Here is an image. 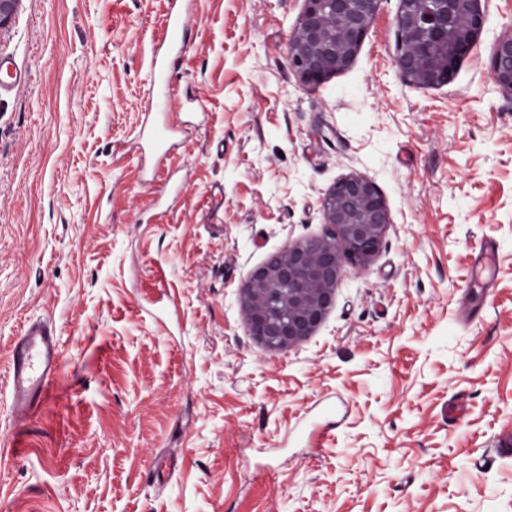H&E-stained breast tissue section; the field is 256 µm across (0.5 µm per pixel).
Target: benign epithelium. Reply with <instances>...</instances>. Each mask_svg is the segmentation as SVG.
<instances>
[{
  "label": "benign epithelium",
  "mask_w": 512,
  "mask_h": 512,
  "mask_svg": "<svg viewBox=\"0 0 512 512\" xmlns=\"http://www.w3.org/2000/svg\"><path fill=\"white\" fill-rule=\"evenodd\" d=\"M481 0H400L394 67L422 87L447 84L477 45L487 17ZM380 0H306L288 56L302 82L315 87L346 69L374 20ZM491 79L512 94V36L496 43ZM323 235L292 245L256 268L242 290L253 336L272 350L300 346L335 301L344 269L367 265L391 223L388 206L366 175L341 178L322 203Z\"/></svg>",
  "instance_id": "7a95c632"
}]
</instances>
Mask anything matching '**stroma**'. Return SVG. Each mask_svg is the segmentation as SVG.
<instances>
[{
	"mask_svg": "<svg viewBox=\"0 0 512 512\" xmlns=\"http://www.w3.org/2000/svg\"><path fill=\"white\" fill-rule=\"evenodd\" d=\"M448 84L394 67L399 0L351 65L288 61L305 0H19L0 56V512H512V96L490 75L512 0H481ZM192 17L157 47L169 11ZM176 148L156 168L153 53ZM370 177L391 223L308 341L250 333V272L325 231ZM497 246L489 294L471 288ZM60 337L55 393L7 398L25 323ZM464 403L460 420L448 405ZM29 82L27 74L22 73L15 62L7 57H0V88L1 90H14ZM494 243L486 239L480 246L476 257L475 279L479 280L485 288H488L495 278V268L492 263Z\"/></svg>",
	"mask_w": 512,
	"mask_h": 512,
	"instance_id": "stroma-1",
	"label": "stroma"
}]
</instances>
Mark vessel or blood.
<instances>
[{"label":"vessel or blood","instance_id":"b4317fda","mask_svg":"<svg viewBox=\"0 0 512 512\" xmlns=\"http://www.w3.org/2000/svg\"><path fill=\"white\" fill-rule=\"evenodd\" d=\"M15 62L0 57V88L12 90L28 83ZM494 243L485 240L476 257L475 277L483 286L495 278L492 263ZM60 369V353L55 328L44 320L28 323L13 345L10 355L11 402L15 417L25 421L48 401L55 388Z\"/></svg>","mask_w":512,"mask_h":512}]
</instances>
